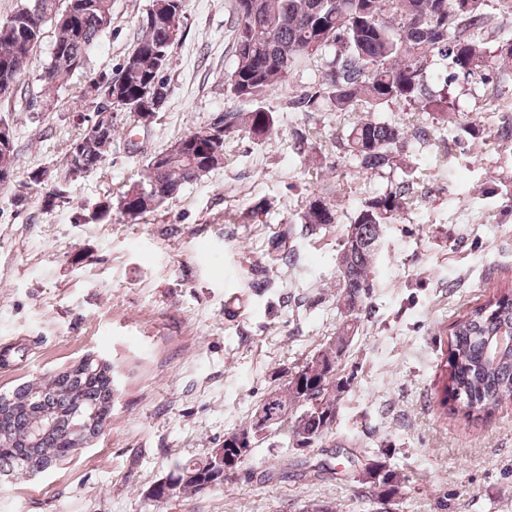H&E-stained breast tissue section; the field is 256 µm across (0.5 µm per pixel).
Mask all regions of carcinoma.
<instances>
[{"label":"carcinoma","instance_id":"cac0c4a2","mask_svg":"<svg viewBox=\"0 0 512 512\" xmlns=\"http://www.w3.org/2000/svg\"><path fill=\"white\" fill-rule=\"evenodd\" d=\"M187 0H154L139 19L140 36L117 73L92 79L97 111L117 105L142 127L154 121L171 94L169 67ZM38 8L53 23L54 42L43 67V83L60 88L84 70L89 54L112 27V0H27L0 26V97L12 95L24 67L35 60L45 22L28 13ZM234 66L226 77L230 94L254 103L248 112L229 111L217 139L192 131L149 158L146 176L115 200L104 198L90 218L117 212L135 220L174 197L181 186L224 167V140L242 133L252 139L277 128L275 111L264 105L276 87L288 85L294 112H363L336 142L343 157L364 175L401 173L389 189L365 199L341 240L339 297L358 314L369 298L371 270L383 229L395 224L417 194L409 177L412 150L427 144L434 125L459 111V98L487 92L486 111L512 101V0H230ZM393 106L432 117L411 129L378 116ZM117 130L84 133L67 156L66 172L30 174L51 209L68 195L71 179L97 168ZM336 222L335 206L314 195L301 223L314 231ZM435 392L445 415L486 420L512 398V289L458 317L449 330ZM114 365L87 354L56 373L0 394V478L33 477L94 441L111 417ZM270 413L288 409L270 431L286 439L333 427L290 384L260 402ZM232 481L212 454L179 463L153 490V501ZM362 498L373 501L401 488L399 474L373 464L359 473Z\"/></svg>","mask_w":512,"mask_h":512}]
</instances>
